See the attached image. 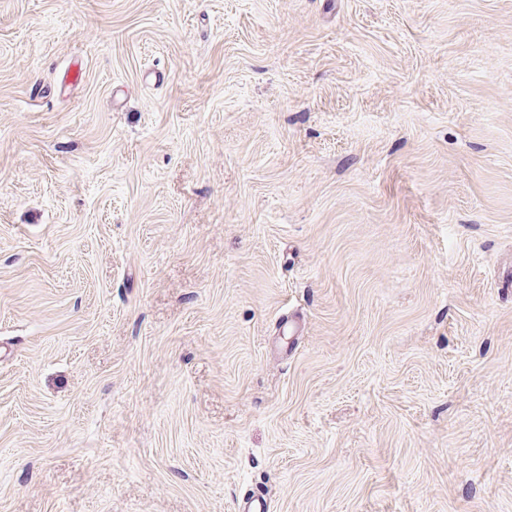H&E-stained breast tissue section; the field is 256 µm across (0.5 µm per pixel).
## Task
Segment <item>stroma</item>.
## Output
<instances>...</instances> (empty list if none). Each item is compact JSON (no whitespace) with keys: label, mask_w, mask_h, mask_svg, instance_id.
Wrapping results in <instances>:
<instances>
[{"label":"stroma","mask_w":512,"mask_h":512,"mask_svg":"<svg viewBox=\"0 0 512 512\" xmlns=\"http://www.w3.org/2000/svg\"><path fill=\"white\" fill-rule=\"evenodd\" d=\"M512 512V0H0V512Z\"/></svg>","instance_id":"1"}]
</instances>
